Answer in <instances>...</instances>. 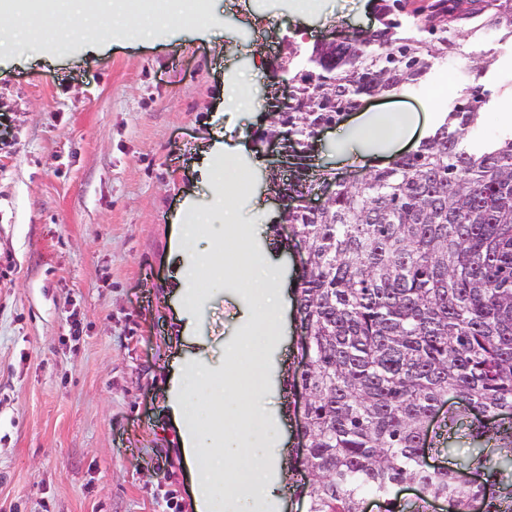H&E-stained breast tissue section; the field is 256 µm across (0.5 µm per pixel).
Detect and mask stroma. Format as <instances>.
Returning <instances> with one entry per match:
<instances>
[{"instance_id":"1","label":"stroma","mask_w":512,"mask_h":512,"mask_svg":"<svg viewBox=\"0 0 512 512\" xmlns=\"http://www.w3.org/2000/svg\"><path fill=\"white\" fill-rule=\"evenodd\" d=\"M187 2L137 44L76 29L0 47V512H195L168 381L193 364L223 369L258 324L249 283L214 277L209 261L237 254L234 236L183 239L196 261L185 283L171 244L196 212L222 230L229 212L252 227L250 251L295 278L290 251L271 243L270 159L252 141L273 58L285 37L372 27L374 0ZM489 50L479 81L491 96L472 138L512 135V51L490 37H460L427 80L363 109L399 99L443 116ZM349 126L328 130L316 157L342 177L365 173L344 154ZM297 355L288 309L263 383L277 452L295 465L303 450L284 381Z\"/></svg>"}]
</instances>
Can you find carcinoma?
<instances>
[{
    "instance_id": "carcinoma-1",
    "label": "carcinoma",
    "mask_w": 512,
    "mask_h": 512,
    "mask_svg": "<svg viewBox=\"0 0 512 512\" xmlns=\"http://www.w3.org/2000/svg\"><path fill=\"white\" fill-rule=\"evenodd\" d=\"M377 24L332 49L288 41L286 112L253 134L288 140L301 369L310 395L300 423L306 512H364L372 496L396 512L415 483L449 512H512V489L430 470L431 421L448 398L447 435L468 425L469 466L512 465V136L476 151L468 138L489 101L476 81L416 150L357 184H336L319 209L304 200L324 174L308 146L363 97L421 83L462 32L512 39V0H377Z\"/></svg>"
}]
</instances>
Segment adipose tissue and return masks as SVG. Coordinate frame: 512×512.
<instances>
[{
  "mask_svg": "<svg viewBox=\"0 0 512 512\" xmlns=\"http://www.w3.org/2000/svg\"><path fill=\"white\" fill-rule=\"evenodd\" d=\"M120 9L127 15V28L138 29L140 23L134 9L121 6L119 0H51L46 6L40 0H18L14 11L0 15V35L33 42L53 37L63 39L74 19H82L86 26L94 27L102 17ZM32 12L42 15V24L28 21L27 16ZM418 122L416 113L400 106L383 115L360 113L350 128L354 160H366L371 143L393 146L404 141L414 133ZM248 263L260 279L254 298L255 317L263 335L271 339L277 333V314L286 304L285 285L271 260L253 254ZM261 377L260 355H246L225 363L223 373L215 376L204 396L207 407L215 415L213 427L205 431L195 425L194 408L186 399L187 390L204 380V372L189 367L171 383L167 405L183 425V455L200 472L194 498L196 512H254L257 501H272L277 496L274 473L281 463L268 450L276 442L274 432H263L259 443L248 447L224 437L225 420L239 424L246 434L252 433L255 422L266 421L261 404ZM229 463L248 468L247 475L233 486L224 480L225 466Z\"/></svg>",
  "mask_w": 512,
  "mask_h": 512,
  "instance_id": "1",
  "label": "adipose tissue"
}]
</instances>
